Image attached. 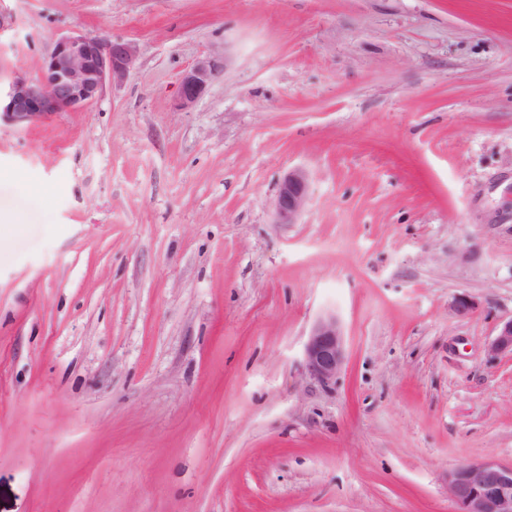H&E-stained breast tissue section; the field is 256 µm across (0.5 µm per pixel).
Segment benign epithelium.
<instances>
[{"mask_svg": "<svg viewBox=\"0 0 512 512\" xmlns=\"http://www.w3.org/2000/svg\"><path fill=\"white\" fill-rule=\"evenodd\" d=\"M137 60L131 42L99 35L58 38L41 60L36 80L17 74L0 91V117L22 125L60 112L82 109L96 101L109 84L122 82ZM225 62L209 55L182 76L177 108L187 110L209 84L224 72ZM307 173L293 169L283 177L274 200L275 223L296 224L309 200ZM494 354H512V318L501 322L488 344ZM309 376L328 385L344 362V340L336 317L313 324L303 350ZM448 493L458 512H512V465L485 460L448 471Z\"/></svg>", "mask_w": 512, "mask_h": 512, "instance_id": "benign-epithelium-1", "label": "benign epithelium"}]
</instances>
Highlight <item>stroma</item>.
<instances>
[{"label":"stroma","instance_id":"35a3bbf8","mask_svg":"<svg viewBox=\"0 0 512 512\" xmlns=\"http://www.w3.org/2000/svg\"><path fill=\"white\" fill-rule=\"evenodd\" d=\"M70 33L138 57L0 124V512H458L512 465V0H0V80ZM224 62L217 56L199 58L182 76L177 108L187 110L201 97L209 84L225 69ZM309 191V178L304 170L288 171L279 184L274 200L275 223H298L309 200ZM304 365L309 376L328 385L344 362V340L336 317H320L313 324L303 350ZM489 351L494 354H512V318L501 322L496 335L488 344ZM448 493L458 512H512V465L485 460L448 472Z\"/></svg>","mask_w":512,"mask_h":512}]
</instances>
